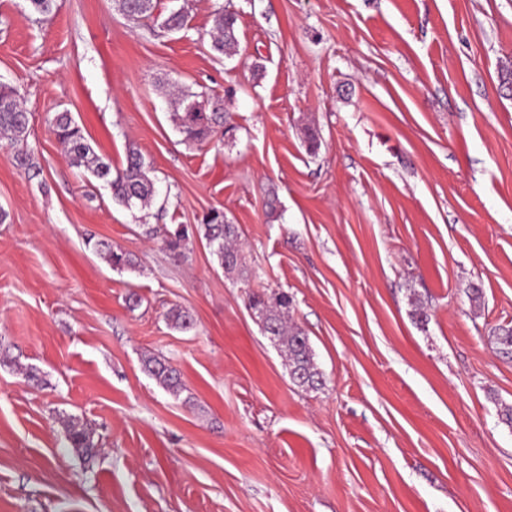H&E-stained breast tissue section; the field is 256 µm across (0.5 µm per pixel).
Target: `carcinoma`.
<instances>
[{"instance_id": "obj_1", "label": "carcinoma", "mask_w": 512, "mask_h": 512, "mask_svg": "<svg viewBox=\"0 0 512 512\" xmlns=\"http://www.w3.org/2000/svg\"><path fill=\"white\" fill-rule=\"evenodd\" d=\"M117 11L130 23L143 20L157 21L158 17L145 6V0H115ZM237 15L229 9H217L212 14L210 49L216 56L229 55L235 51ZM173 112L171 119L186 142H203L223 133L227 124L224 112H201L197 107L212 99L203 93L189 89H177L170 93ZM29 129L28 112L20 103L14 87L0 84V140L10 144L25 141ZM51 132L63 145L70 167L80 174L89 173L104 181L112 190V199L121 206L145 210L151 207L157 190L152 170L142 155L129 150L126 166L116 172L112 164L100 157L87 141L81 128L68 111L55 114L51 121ZM196 233L204 240L225 275L249 286L251 280L238 225L224 219V211L211 210L199 225ZM166 248L181 257L190 241L188 228L179 224L170 230L160 231ZM97 251L114 268L136 267L135 257L105 241L96 243ZM250 307L259 320L261 332L270 343L284 354L288 362L289 376L294 384L304 389H318L323 385V374L318 368L309 337L297 324L290 321L289 312L292 298L284 291L249 293ZM167 324L179 331H189L194 321L189 312L173 307L166 314ZM494 352L503 359L512 360V326H502L489 337ZM145 371L151 375L169 394L179 397L185 390L180 373L168 362L155 357L144 361ZM67 440L71 447L93 456L96 443L91 429L70 420L66 424Z\"/></svg>"}]
</instances>
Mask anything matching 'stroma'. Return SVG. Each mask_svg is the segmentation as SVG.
Instances as JSON below:
<instances>
[{"instance_id":"35a3bbf8","label":"stroma","mask_w":512,"mask_h":512,"mask_svg":"<svg viewBox=\"0 0 512 512\" xmlns=\"http://www.w3.org/2000/svg\"><path fill=\"white\" fill-rule=\"evenodd\" d=\"M179 3L169 33L114 0H54L48 23L0 0V83L29 113L24 142L0 141V512H512V361L489 344L512 325V0ZM220 6L238 15L221 59ZM174 82L218 100L232 135L185 143ZM63 109L113 168L141 152L150 210L68 165ZM214 208L254 289L292 296L320 390L291 382L205 240L176 258L147 234ZM174 306L193 329L169 328ZM237 15L229 9H216L212 14L210 49L216 56L230 55L235 51ZM97 251L104 254V258L112 265L113 268H129L135 269V257L130 253L118 247H112L105 241H99L96 244ZM144 369L172 396L178 398L185 390L180 373L165 360L150 357L144 361ZM67 440L72 448L81 450L86 456L92 457L96 443L91 429L79 422L70 420L66 424Z\"/></svg>"}]
</instances>
